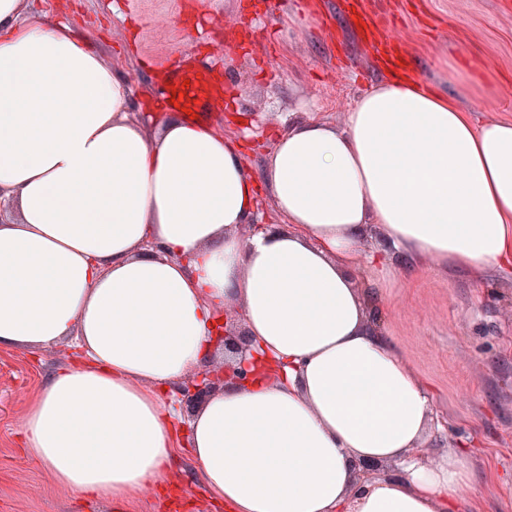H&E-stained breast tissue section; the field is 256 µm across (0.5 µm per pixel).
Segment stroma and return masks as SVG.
Wrapping results in <instances>:
<instances>
[{
  "instance_id": "1",
  "label": "stroma",
  "mask_w": 512,
  "mask_h": 512,
  "mask_svg": "<svg viewBox=\"0 0 512 512\" xmlns=\"http://www.w3.org/2000/svg\"><path fill=\"white\" fill-rule=\"evenodd\" d=\"M252 0H26L46 26L72 23L128 80L135 99L155 94L198 38L211 43L225 106L203 118L246 143L244 162L261 177L272 132L296 113L341 128L355 98L382 77L358 30L332 13V0H279L271 16ZM502 0H362L387 41L411 58L417 80L448 87L446 62L478 69L461 98L474 123L512 122V8ZM393 276L379 290L371 327L400 350L426 382L432 420L424 461L467 453L474 483L457 512H512V267L475 280L391 255ZM74 355L71 342L0 349V512H218L187 446L162 482L130 504L85 497L56 484L18 444L26 404Z\"/></svg>"
}]
</instances>
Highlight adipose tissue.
<instances>
[{"mask_svg":"<svg viewBox=\"0 0 512 512\" xmlns=\"http://www.w3.org/2000/svg\"><path fill=\"white\" fill-rule=\"evenodd\" d=\"M418 80L359 96L343 129L279 134L261 179L208 123L131 115L133 95L67 22L0 0V348L76 337L78 362L28 404L30 456L59 485L122 504L160 481L179 441L226 512H453L473 485L459 452L413 451L431 402L368 324L358 245L479 277L512 264V123L474 125ZM267 190L282 221L239 233ZM242 304L250 376L178 428L165 389L225 358L222 310ZM399 469L357 479L359 469Z\"/></svg>","mask_w":512,"mask_h":512,"instance_id":"ef3b65f1","label":"adipose tissue"}]
</instances>
